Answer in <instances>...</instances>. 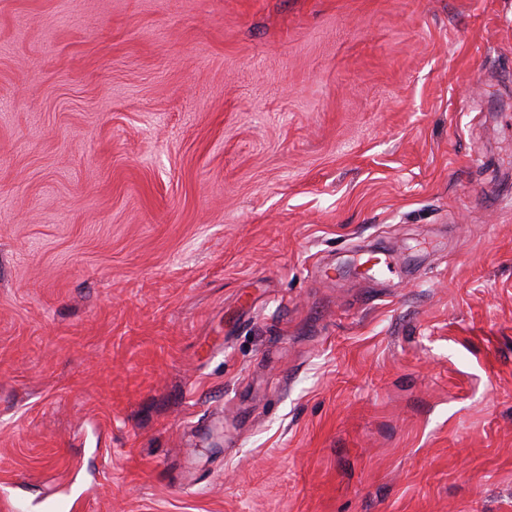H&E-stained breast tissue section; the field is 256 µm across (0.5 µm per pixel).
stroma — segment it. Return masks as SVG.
<instances>
[{
    "label": "stroma",
    "instance_id": "stroma-1",
    "mask_svg": "<svg viewBox=\"0 0 512 512\" xmlns=\"http://www.w3.org/2000/svg\"><path fill=\"white\" fill-rule=\"evenodd\" d=\"M1 479L512 512V0H0Z\"/></svg>",
    "mask_w": 512,
    "mask_h": 512
}]
</instances>
